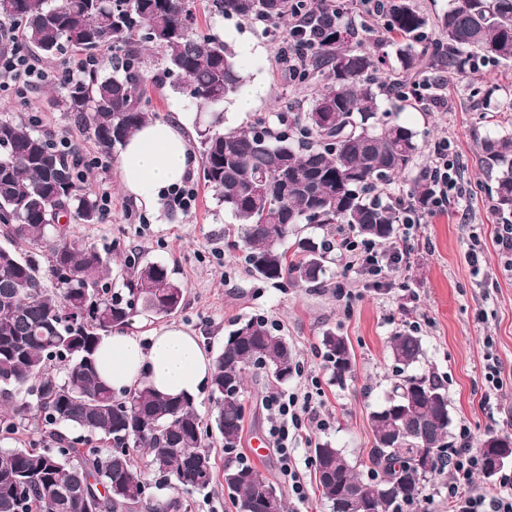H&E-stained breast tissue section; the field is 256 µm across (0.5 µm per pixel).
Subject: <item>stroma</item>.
<instances>
[{
  "mask_svg": "<svg viewBox=\"0 0 512 512\" xmlns=\"http://www.w3.org/2000/svg\"><path fill=\"white\" fill-rule=\"evenodd\" d=\"M195 6L200 31L235 49L248 78L246 89L255 95L252 110L245 113L236 111L234 100L225 102V126L241 127L260 117L273 124L278 113L308 109L318 82L289 78L277 57L275 35L259 23L210 16L205 0H195ZM141 60L150 109L162 120L181 118L189 142H196L202 116L180 90L179 77L166 75L163 52L147 47ZM40 63L49 79L21 96L0 94V115L32 120L36 130L53 141L66 137L82 150L93 188L109 187L112 209L102 212L95 224L71 222L70 233L99 248L136 252L174 268L185 293L173 320L195 331L209 356L223 350L225 336L240 323L259 317L276 322V335L285 337L297 352L298 367L285 390L301 393L318 383L316 401L329 427L316 432V439L340 448L365 473L375 443L368 414L386 402L397 379L389 342L396 333L409 331L424 345L418 372L435 377L447 393L451 444H459L464 428L477 445L491 433L512 436V254L496 246L503 227L492 199L481 188L486 181L482 141L512 134V66L487 63L467 77L445 71L430 74L431 89L420 103L382 96V109L418 134L417 169L428 168L435 143L448 139V158L458 171L461 192L443 212L411 229L409 266L385 267L377 288L365 287L363 276H351L345 282L350 296L341 300L336 296L342 270L337 260L329 263L319 284L274 283L250 273L244 252L233 246L241 226L206 186L201 166L190 171L196 194L190 211L171 208L163 198L144 220L129 218L127 211L135 202L120 187L116 163L101 160L86 126L61 107L64 86L53 77L59 60L44 57ZM473 234L486 246L484 258L475 263L467 247ZM328 328L347 336L353 347V374L341 384L332 381L320 344ZM490 354L499 362L502 388L496 404L487 407L483 395ZM272 391L265 369L251 367L241 392V444L232 455L225 453L219 436L210 438L214 479L207 490L192 495V512H236L223 473L241 456L287 493L264 407ZM254 440L265 448V456L252 457ZM294 457L308 500L301 504L287 493L288 512H332L316 487L307 443L298 442Z\"/></svg>",
  "mask_w": 512,
  "mask_h": 512,
  "instance_id": "35a3bbf8",
  "label": "stroma"
}]
</instances>
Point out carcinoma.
<instances>
[{
  "label": "carcinoma",
  "instance_id": "1",
  "mask_svg": "<svg viewBox=\"0 0 512 512\" xmlns=\"http://www.w3.org/2000/svg\"><path fill=\"white\" fill-rule=\"evenodd\" d=\"M192 4L0 0V23L18 27L25 46L48 58L72 50L92 59L103 48L126 47V66L111 75L88 68L65 85L62 100L108 159L154 119L134 47L164 49L182 91L210 109L198 130L203 178L243 224L240 248L249 271L269 281L318 282L331 262L319 232L332 224L383 244L393 239L405 207L387 189L414 167L419 143L413 129L380 111L381 96L407 99L411 74H465L476 59L512 63V0H452L439 38L429 43V20L412 0H385L380 25L397 46L399 72L379 79L385 60L362 46L358 31L330 27L307 71L308 80L321 77L307 111L279 113L280 130L262 118L247 129L226 128L217 107L241 94L246 80L234 53L197 31ZM205 7L213 16L264 18L275 26L300 12L298 0H206ZM331 12L318 4L307 23L329 27ZM481 152L496 211L512 227V135L484 139ZM69 156L32 124L0 117V230L28 246L20 254L0 247V441L20 431L31 436L27 447L0 449V512H86L76 490L97 512H188L187 496L213 481L194 398L163 396L144 383L118 394L98 379L94 358L102 337L133 317L177 313L183 285L166 265L143 264L136 253L115 272L111 255L69 233L62 218L96 224L101 216L96 192ZM434 190L428 171H420L412 198L421 205ZM313 211L321 219L309 224ZM290 235L291 258L280 248ZM114 272L119 288L112 287ZM321 345L332 380L344 382L352 374L349 339L328 329ZM389 355L400 379L369 413L376 445L368 475L328 441L313 448L324 472L317 482L333 512H343L339 496L351 487L372 495L371 512H402L448 458L446 390L413 372L422 339L397 333ZM212 364L210 427L233 449L241 439L247 368L262 367L269 384H283L294 374L295 353L263 321L248 320L227 336ZM420 445L429 449L422 468L413 459ZM137 448L147 449L141 467ZM224 483L236 494L238 512H262L270 483L260 472L229 466Z\"/></svg>",
  "mask_w": 512,
  "mask_h": 512
}]
</instances>
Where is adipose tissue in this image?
<instances>
[{
	"label": "adipose tissue",
	"mask_w": 512,
	"mask_h": 512,
	"mask_svg": "<svg viewBox=\"0 0 512 512\" xmlns=\"http://www.w3.org/2000/svg\"><path fill=\"white\" fill-rule=\"evenodd\" d=\"M190 164L187 138L172 120L140 127L117 161L124 192L147 207L181 183ZM96 369L99 378L116 391L144 382L162 395H192L207 385L211 361L199 336L172 323L144 332L113 330L98 347Z\"/></svg>",
	"instance_id": "obj_1"
}]
</instances>
